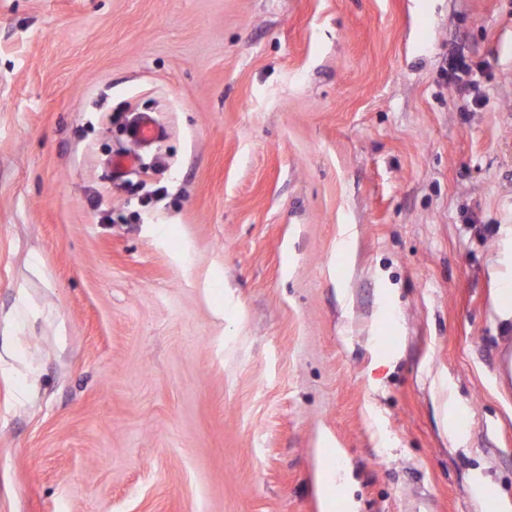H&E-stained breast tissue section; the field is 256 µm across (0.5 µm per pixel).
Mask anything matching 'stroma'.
<instances>
[{
  "label": "stroma",
  "instance_id": "obj_1",
  "mask_svg": "<svg viewBox=\"0 0 512 512\" xmlns=\"http://www.w3.org/2000/svg\"><path fill=\"white\" fill-rule=\"evenodd\" d=\"M509 282L512 0H0V512H496ZM448 86L451 87L459 98L466 100L473 106L482 105L485 96L481 92L476 73L470 64L461 55H453L448 60ZM470 99V101H469Z\"/></svg>",
  "mask_w": 512,
  "mask_h": 512
}]
</instances>
